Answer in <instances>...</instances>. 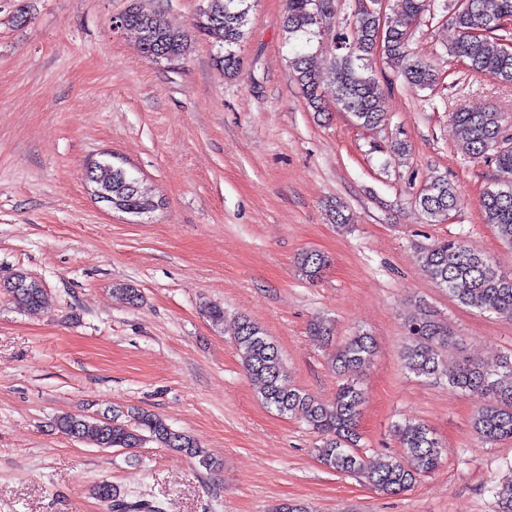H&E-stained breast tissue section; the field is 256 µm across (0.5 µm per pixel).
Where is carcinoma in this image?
<instances>
[{
	"mask_svg": "<svg viewBox=\"0 0 512 512\" xmlns=\"http://www.w3.org/2000/svg\"><path fill=\"white\" fill-rule=\"evenodd\" d=\"M195 22L197 31L214 41L219 50L218 67L230 75L236 73L235 51L245 36L247 0H204ZM319 0H287L284 30L295 40L291 67L309 106L321 116L326 112L319 94L321 84L330 80L336 88V109L349 114L362 127L375 128L386 120L385 95L369 71L366 60L380 54L394 66L412 89L432 90L440 80L434 67L408 52L411 29L430 10L431 0H401L396 17L379 25L376 13L363 9L360 0H351V20L332 35L333 64L319 69L313 54L306 51L313 39L323 35L318 19ZM512 17V0H466L449 17L457 32L448 49L452 57L464 60L468 70L512 85V53L504 51L507 37L499 34L503 21ZM124 29L137 34L142 53L155 62L180 57L187 49L184 32L167 26L160 17L140 3L125 12ZM461 141L473 159L496 149L497 180L501 188L483 193L480 201L483 221L493 226L498 236L512 244V146H500L504 140V118L499 112L453 113ZM86 178L112 197V208L146 214L154 207L148 190L138 178L111 163L97 162L87 168ZM460 190L442 175L428 179L416 203L432 223L447 219L456 208ZM422 271L452 300L481 311L512 317V272L506 273L472 250L461 238H446L419 250ZM328 265L327 258L313 250L298 254V275L318 281ZM3 288L24 311L37 314L44 302L45 290L39 281L15 274ZM406 341L402 348L405 369L418 378H444L442 364L448 348L457 340L448 325L434 318L424 305L416 307L405 323ZM234 344L249 377L258 383L262 402L281 416L299 417L312 432L322 437L317 449L319 460L338 473L358 474L376 490L399 494L441 465V443L426 424L404 421L393 425L399 448L411 460L405 468L391 457L368 467L359 454V422L365 395L360 376L371 363L375 341L362 331L337 347L330 355L331 367L341 376L336 395L329 403L306 393L288 381L278 346L265 330L248 317L237 325ZM448 385L464 392L478 393L487 399L472 417V428L485 444L512 440V354L491 361L462 360L455 372L446 376ZM55 424L71 437L98 448H141L148 442L160 448L176 450L211 469L214 463L191 435L170 427L159 415L136 409L124 415L119 409L112 416L88 417L62 415ZM94 495L107 512H129L132 506L120 498L108 482L94 488Z\"/></svg>",
	"mask_w": 512,
	"mask_h": 512,
	"instance_id": "cac0c4a2",
	"label": "carcinoma"
}]
</instances>
